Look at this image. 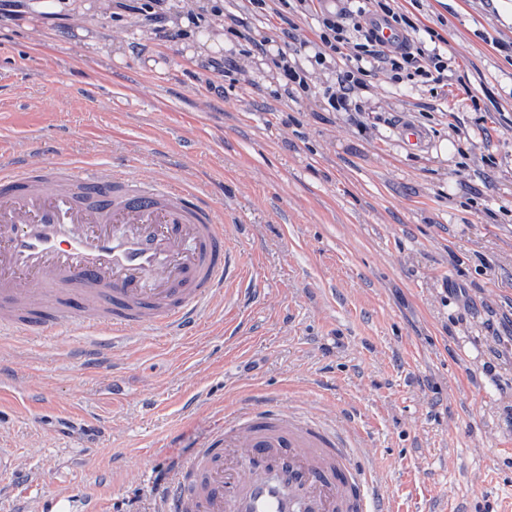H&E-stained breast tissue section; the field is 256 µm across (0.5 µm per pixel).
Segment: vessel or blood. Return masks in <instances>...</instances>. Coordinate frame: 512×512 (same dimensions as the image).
I'll return each instance as SVG.
<instances>
[{
    "label": "vessel or blood",
    "mask_w": 512,
    "mask_h": 512,
    "mask_svg": "<svg viewBox=\"0 0 512 512\" xmlns=\"http://www.w3.org/2000/svg\"><path fill=\"white\" fill-rule=\"evenodd\" d=\"M387 48L405 43L383 21ZM39 146L0 163V332L97 331L77 354L106 368L134 327L195 335L212 305L249 297L247 265L212 193L109 165L50 167ZM360 425L295 405L242 400L157 487L156 512H399L381 494Z\"/></svg>",
    "instance_id": "1"
}]
</instances>
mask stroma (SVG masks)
<instances>
[{"label": "stroma", "mask_w": 512, "mask_h": 512, "mask_svg": "<svg viewBox=\"0 0 512 512\" xmlns=\"http://www.w3.org/2000/svg\"><path fill=\"white\" fill-rule=\"evenodd\" d=\"M28 3L0 11V157L38 143L201 182L258 297L191 337L141 331L99 375L74 356L85 329L0 336V512H153L144 473L254 394L357 413L400 512H512V0H398L447 50L448 84L379 76L361 113L287 97L200 0H171L168 39ZM225 57L228 76L210 66Z\"/></svg>", "instance_id": "1"}]
</instances>
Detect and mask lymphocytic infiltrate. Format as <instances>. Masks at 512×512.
Wrapping results in <instances>:
<instances>
[{
    "label": "lymphocytic infiltrate",
    "instance_id": "lymphocytic-infiltrate-1",
    "mask_svg": "<svg viewBox=\"0 0 512 512\" xmlns=\"http://www.w3.org/2000/svg\"><path fill=\"white\" fill-rule=\"evenodd\" d=\"M250 12L265 19L276 15L282 23L280 39L291 43L294 18L311 19L320 46L313 56L315 64L334 65L336 78L324 84L319 95L331 112H355L358 93L365 89L369 77L381 74L393 84L421 77L423 82L441 84L448 70V60L439 48L428 49L415 44L394 51L384 48L371 34L370 18L379 17L405 35L416 27L401 11L396 0H248ZM253 53L270 58L278 69L288 95L310 93L305 70L292 63L286 53L274 50L269 38H250Z\"/></svg>",
    "mask_w": 512,
    "mask_h": 512
}]
</instances>
